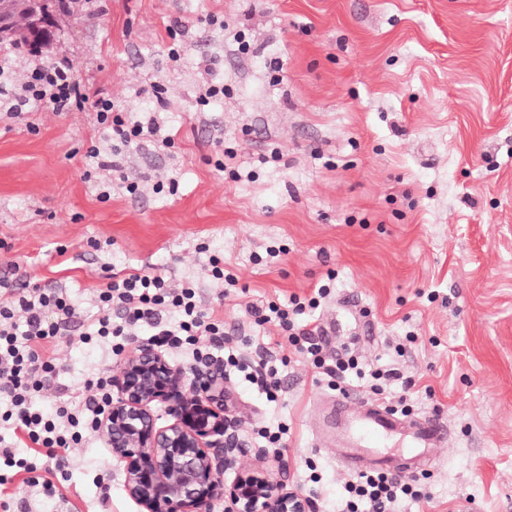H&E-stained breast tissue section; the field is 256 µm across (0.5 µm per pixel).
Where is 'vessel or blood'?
<instances>
[{
    "label": "vessel or blood",
    "instance_id": "1",
    "mask_svg": "<svg viewBox=\"0 0 512 512\" xmlns=\"http://www.w3.org/2000/svg\"><path fill=\"white\" fill-rule=\"evenodd\" d=\"M326 429L333 437L339 464L353 473L409 471L424 466L446 439L441 418H402L375 399L340 394Z\"/></svg>",
    "mask_w": 512,
    "mask_h": 512
}]
</instances>
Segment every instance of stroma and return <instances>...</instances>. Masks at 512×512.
Returning <instances> with one entry per match:
<instances>
[{"instance_id":"obj_1","label":"stroma","mask_w":512,"mask_h":512,"mask_svg":"<svg viewBox=\"0 0 512 512\" xmlns=\"http://www.w3.org/2000/svg\"><path fill=\"white\" fill-rule=\"evenodd\" d=\"M92 2L41 61L68 58L81 91L159 134L127 148L94 112L46 107L0 120V280L30 275L87 316L109 270L194 281L248 363L283 335L252 305L328 286L309 313L327 356L347 343L395 370L383 402L447 426L431 465L399 476L427 500L396 512H512V0ZM274 355L277 401L233 373L224 400L251 446L286 426L294 487L340 512L353 475L321 432L337 391L289 345ZM56 356L48 414L109 365L75 336ZM63 473L77 512H140L98 435Z\"/></svg>"}]
</instances>
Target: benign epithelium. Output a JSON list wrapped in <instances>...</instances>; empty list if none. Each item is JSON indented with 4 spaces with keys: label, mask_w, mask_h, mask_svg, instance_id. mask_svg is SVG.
<instances>
[{
    "label": "benign epithelium",
    "mask_w": 512,
    "mask_h": 512,
    "mask_svg": "<svg viewBox=\"0 0 512 512\" xmlns=\"http://www.w3.org/2000/svg\"><path fill=\"white\" fill-rule=\"evenodd\" d=\"M60 20L55 0H0V44L19 41L41 52L57 41ZM112 393L99 435L143 512H210L221 497L225 512H315L290 485L288 465L263 467L269 451L240 437L242 420L224 408L222 362L184 368L142 342L113 365ZM159 409L169 416L164 425ZM228 471L235 472L229 485Z\"/></svg>",
    "instance_id": "1"
}]
</instances>
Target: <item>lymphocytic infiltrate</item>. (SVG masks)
Returning <instances> with one entry per match:
<instances>
[{
    "mask_svg": "<svg viewBox=\"0 0 512 512\" xmlns=\"http://www.w3.org/2000/svg\"><path fill=\"white\" fill-rule=\"evenodd\" d=\"M13 54V48L0 46V113L7 118L21 117L41 104L57 112L81 111L89 105L98 124L123 145L140 143L145 135L155 134V125L128 123L123 113L114 111L111 99L88 100L67 61L29 65L22 80H13ZM4 290L0 297V427L11 429L18 440L27 442L33 456L46 458L48 465L37 469L33 456L19 457L1 447L0 486L8 483L10 473H23L29 486L53 498L60 493L54 469L68 462L73 448L94 432L108 404L110 378L101 372L86 380L83 395L60 402L54 416L37 409L36 399L59 372L55 343L73 324L81 323L80 308L58 288L23 281L5 285ZM327 294V288L321 287L316 298L295 303L292 309L271 303L254 307L253 312L262 323L277 318L302 358L329 377L363 376L366 373L351 349H344L334 364H327L322 344L313 340L311 331L294 325V315L307 307L317 308ZM95 300L99 313L91 322L82 323L80 340L105 346L116 355L146 325L158 329L162 343L187 352L196 362L209 360L211 348L224 341L223 320L201 309L191 282L172 288L161 275L138 271L122 279L110 277L97 289ZM164 310L174 314L173 325L162 326L159 315ZM345 492L343 512H394L401 496L418 501L427 497L423 488L382 473L360 476L346 484Z\"/></svg>",
    "mask_w": 512,
    "mask_h": 512,
    "instance_id": "obj_1",
    "label": "lymphocytic infiltrate"
}]
</instances>
